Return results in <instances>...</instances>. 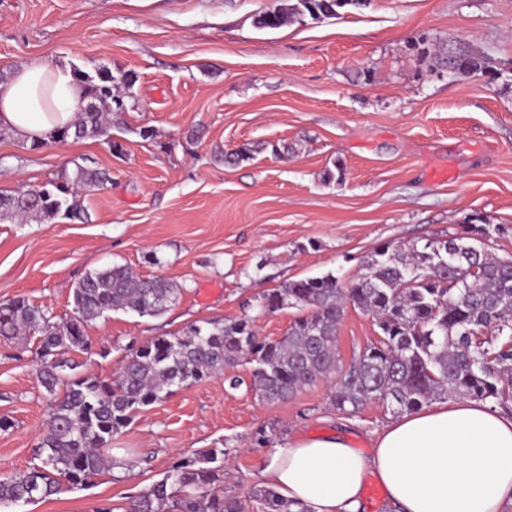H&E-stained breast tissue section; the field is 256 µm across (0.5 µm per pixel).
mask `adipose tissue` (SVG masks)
<instances>
[{
  "label": "adipose tissue",
  "instance_id": "adipose-tissue-1",
  "mask_svg": "<svg viewBox=\"0 0 512 512\" xmlns=\"http://www.w3.org/2000/svg\"><path fill=\"white\" fill-rule=\"evenodd\" d=\"M71 69L48 61L0 84V126L46 140L78 118ZM375 475L393 512H507L512 507V414L448 399L388 424L369 452L341 435L304 437L274 451L264 484L311 512H364L363 485Z\"/></svg>",
  "mask_w": 512,
  "mask_h": 512
}]
</instances>
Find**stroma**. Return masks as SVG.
<instances>
[{
    "mask_svg": "<svg viewBox=\"0 0 512 512\" xmlns=\"http://www.w3.org/2000/svg\"><path fill=\"white\" fill-rule=\"evenodd\" d=\"M288 0H0V76L33 61L135 74L109 136L33 144L0 132V192L107 171L81 188L80 217L0 223V302L18 297L60 322L89 271L124 265L179 286L161 317L117 311L85 328L82 371L107 380L150 339L249 318L281 339L298 314L258 310L263 292L333 273L348 282L379 245L441 241L485 224V249L512 257V0H369L339 16L260 29ZM473 41L495 80L450 75L414 43ZM198 128L191 140L188 130ZM120 150H113V143ZM246 148L247 160L225 163ZM342 163V180L326 181ZM381 331L347 307L337 345L351 360ZM33 343L0 337V478L28 470L48 420ZM320 380L265 405L213 376L141 410L114 437L132 468L7 512H123L177 456L225 449L224 490L252 498L274 449L340 434L361 451L394 415L380 401L337 411Z\"/></svg>",
    "mask_w": 512,
    "mask_h": 512,
    "instance_id": "35a3bbf8",
    "label": "stroma"
}]
</instances>
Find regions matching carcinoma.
I'll list each match as a JSON object with an SVG mask.
<instances>
[{
    "label": "carcinoma",
    "mask_w": 512,
    "mask_h": 512,
    "mask_svg": "<svg viewBox=\"0 0 512 512\" xmlns=\"http://www.w3.org/2000/svg\"><path fill=\"white\" fill-rule=\"evenodd\" d=\"M368 0H297L288 10L257 16L260 29H277L287 19L308 13L335 17L346 6L360 8ZM461 53L456 74L497 76L495 62L470 42L454 40ZM434 55L436 66L448 65L447 44L418 56ZM83 104L81 120L58 131L54 139L106 133L123 98L112 88H130L136 75L113 76L74 71ZM109 179L105 172L77 168L74 176L45 193L30 188L0 193V221L19 217H74L75 190ZM484 224H470L443 241L408 248L386 242L376 248L363 272L345 288L326 273L290 280L259 297L266 313L286 305L300 316L280 340L262 339L251 320L214 321L190 326L181 336H157L138 347L105 381L81 374L69 352L85 353V326L111 311L133 310L158 317L181 294L161 276L143 277L125 266L87 273L73 288V316L52 323L44 310L23 298L0 302V336L30 338L45 361L41 386L51 413L35 448L32 469L0 478V507L38 503L89 484L104 470L128 463L112 456L109 444L143 408L203 379L221 375L241 362L252 366L247 389L265 403L285 401L320 379L332 381L331 403L354 415L379 400L393 412H412L436 400L469 398L492 408L512 409V259L485 251ZM371 315L381 338L344 365L337 352V332L347 305ZM253 497L264 512H308L281 498L270 487ZM175 502L179 512H245L246 505L224 494V449L205 448L179 457L162 479L130 497L125 512H166Z\"/></svg>",
    "instance_id": "cac0c4a2"
}]
</instances>
